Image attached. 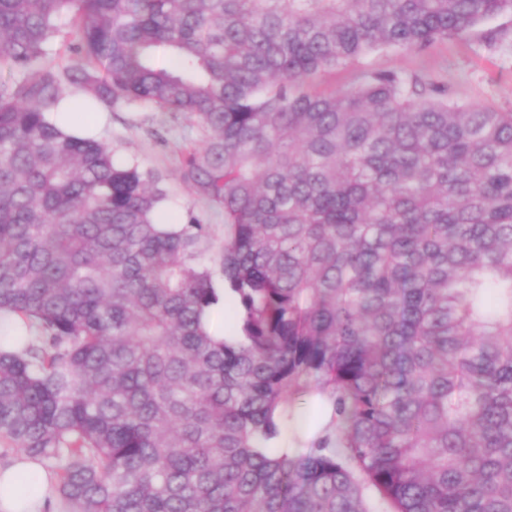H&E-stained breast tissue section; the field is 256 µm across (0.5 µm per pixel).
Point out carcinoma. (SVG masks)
<instances>
[{
    "label": "carcinoma",
    "instance_id": "1",
    "mask_svg": "<svg viewBox=\"0 0 512 512\" xmlns=\"http://www.w3.org/2000/svg\"><path fill=\"white\" fill-rule=\"evenodd\" d=\"M502 14L0 0V310L32 329L0 349V440L55 469L68 512H512V111L427 74L310 87ZM74 89L205 132L181 176L224 213L234 338L201 324L205 225L159 231L158 176L46 120ZM316 394L329 433L264 448ZM352 70L336 69L324 73L315 79V84L321 90H338L351 86Z\"/></svg>",
    "mask_w": 512,
    "mask_h": 512
}]
</instances>
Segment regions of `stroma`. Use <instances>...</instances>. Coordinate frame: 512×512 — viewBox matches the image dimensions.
Here are the masks:
<instances>
[{"mask_svg": "<svg viewBox=\"0 0 512 512\" xmlns=\"http://www.w3.org/2000/svg\"><path fill=\"white\" fill-rule=\"evenodd\" d=\"M362 69L424 72L448 82L450 97L473 106L512 108V15L487 19L465 34L417 52L384 51L363 57ZM204 132L187 114L171 118L137 109L116 112L102 138L116 158L131 161L163 179L171 209L206 225L202 249L215 277H222L224 214L196 195L180 177L182 149L201 144Z\"/></svg>", "mask_w": 512, "mask_h": 512, "instance_id": "35a3bbf8", "label": "stroma"}]
</instances>
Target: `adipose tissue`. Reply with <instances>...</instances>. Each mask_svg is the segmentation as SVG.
Here are the masks:
<instances>
[{"label": "adipose tissue", "mask_w": 512, "mask_h": 512, "mask_svg": "<svg viewBox=\"0 0 512 512\" xmlns=\"http://www.w3.org/2000/svg\"><path fill=\"white\" fill-rule=\"evenodd\" d=\"M328 420L324 412L295 416L270 445L291 453L309 447L323 435ZM0 512H58L53 475L24 455L1 464Z\"/></svg>", "instance_id": "ef3b65f1"}]
</instances>
